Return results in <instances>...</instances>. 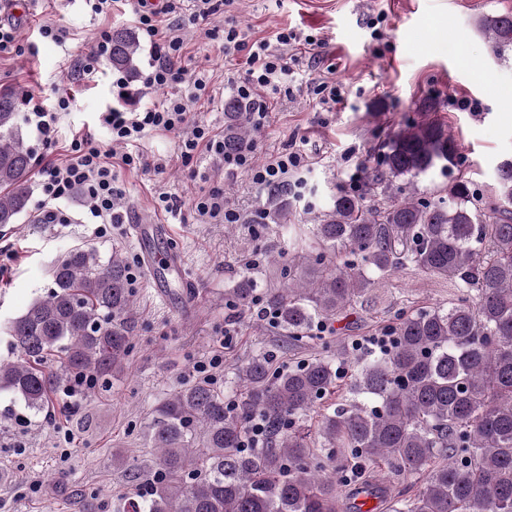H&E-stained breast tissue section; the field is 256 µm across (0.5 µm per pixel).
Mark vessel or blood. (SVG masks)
<instances>
[{"mask_svg":"<svg viewBox=\"0 0 512 512\" xmlns=\"http://www.w3.org/2000/svg\"><path fill=\"white\" fill-rule=\"evenodd\" d=\"M130 229L140 248L142 262L153 288L158 294H165L170 277L184 274L181 256L165 246L169 235L168 225L141 220L132 222Z\"/></svg>","mask_w":512,"mask_h":512,"instance_id":"obj_1","label":"vessel or blood"}]
</instances>
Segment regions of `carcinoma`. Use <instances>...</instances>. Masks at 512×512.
<instances>
[{
	"label": "carcinoma",
	"instance_id": "obj_1",
	"mask_svg": "<svg viewBox=\"0 0 512 512\" xmlns=\"http://www.w3.org/2000/svg\"><path fill=\"white\" fill-rule=\"evenodd\" d=\"M477 26L496 56L512 52V13L483 16ZM137 51L131 33L112 34V66L134 69ZM224 110V147L233 149L250 136L249 107L231 100ZM30 162L15 99L0 90L1 225L16 223L27 206ZM463 164L442 123H407L376 165L363 168L372 194L338 191L308 230L288 223L285 204L269 214L288 224L298 260L280 286L259 295L245 275L228 296L242 312L261 298L292 340L354 309L407 266L448 281L454 297L402 311L380 356L355 357L352 392L371 406L323 415L314 435L309 412L337 382L330 359L280 372L259 354L237 372L239 393L228 401L202 380L170 394L149 425L154 464L143 469L113 456L134 489L125 512H337L335 475L372 492L361 474L381 462L420 482L399 512H512V160L498 167L487 195L462 174L430 198L414 186L422 174ZM127 275L117 251L106 259L94 249L67 251L48 291L11 323L18 355L0 361V390L39 414L121 373ZM254 419L265 426L256 446Z\"/></svg>",
	"mask_w": 512,
	"mask_h": 512
}]
</instances>
